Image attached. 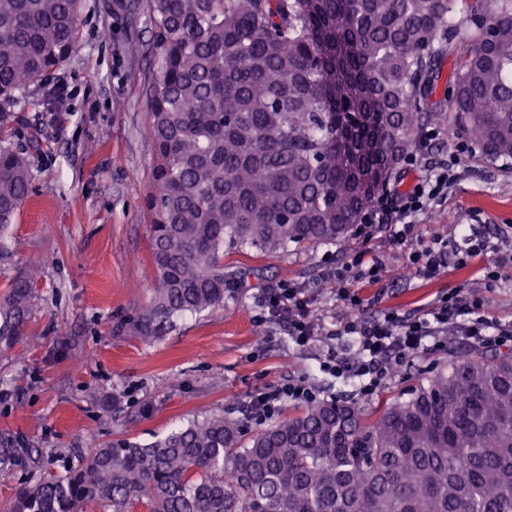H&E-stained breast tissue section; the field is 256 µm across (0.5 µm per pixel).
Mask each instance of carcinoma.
<instances>
[{"label": "carcinoma", "instance_id": "cac0c4a2", "mask_svg": "<svg viewBox=\"0 0 512 512\" xmlns=\"http://www.w3.org/2000/svg\"><path fill=\"white\" fill-rule=\"evenodd\" d=\"M160 56L150 302L112 333L153 342L224 306V246L275 256L349 239L401 177L427 126L453 120L478 161L512 159V0H147ZM80 0H0V138L19 95L72 51ZM466 43L448 105L429 102ZM26 158L0 145V232L28 199ZM30 274L0 295V355L22 340ZM218 412L148 444L96 446L22 483L3 512H512V347L473 355L410 397L315 401L243 440ZM39 451L0 438V469Z\"/></svg>", "mask_w": 512, "mask_h": 512}]
</instances>
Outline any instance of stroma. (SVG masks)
<instances>
[{
    "mask_svg": "<svg viewBox=\"0 0 512 512\" xmlns=\"http://www.w3.org/2000/svg\"><path fill=\"white\" fill-rule=\"evenodd\" d=\"M82 16L67 60L8 114L10 143L28 159L32 192L0 236V293L31 267L40 276L27 336L0 358V435L44 457L37 467L0 471V506L21 481L78 468L94 443H149L215 411L253 434L259 426L245 420L246 402L289 377L308 380L324 400L353 395L319 369L340 316L336 290L325 285L324 244L275 257L225 249V266L245 275L237 300L180 318L153 343L113 335V325L145 305L159 283L145 208L154 168L148 88L159 60L146 0H83ZM469 224L498 243L499 253H512V164L467 160L447 199L404 245L383 232L370 241L385 265L382 279L370 283L349 272L341 286L367 302L372 317L420 313L463 290L482 296L490 317L512 322V264L488 287L480 267L494 262L491 253L465 268L449 263L430 280L404 261L432 237L459 239ZM281 285L298 288L320 320L324 334L309 346H296L276 318H256L258 297ZM471 351L451 337L447 349L402 368L366 402L406 396Z\"/></svg>",
    "mask_w": 512,
    "mask_h": 512,
    "instance_id": "35a3bbf8",
    "label": "stroma"
}]
</instances>
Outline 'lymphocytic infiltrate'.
<instances>
[{
	"label": "lymphocytic infiltrate",
	"mask_w": 512,
	"mask_h": 512,
	"mask_svg": "<svg viewBox=\"0 0 512 512\" xmlns=\"http://www.w3.org/2000/svg\"><path fill=\"white\" fill-rule=\"evenodd\" d=\"M439 135L435 127L421 133L420 148L410 152L402 164L403 173L413 177L411 185L403 191L392 187L375 197L361 220L366 231L385 228L393 242L405 243L422 216L447 198L471 147L460 140L447 158L432 159L426 147ZM340 297L343 320L335 331L338 345L321 361L320 368L355 383L361 397L373 395L394 369L424 353L429 343L442 342L448 333L459 334L468 344L478 347L512 341V323L500 324L486 317L484 301L478 297L453 293L422 315L391 310L370 319L365 317V304L357 295L344 290ZM261 308L283 318L288 337L296 345H307L318 334L315 320L299 299L297 289H267ZM312 398L305 382L287 380L251 399L245 412L250 419L262 422L276 415L284 400L308 402Z\"/></svg>",
	"instance_id": "obj_1"
}]
</instances>
